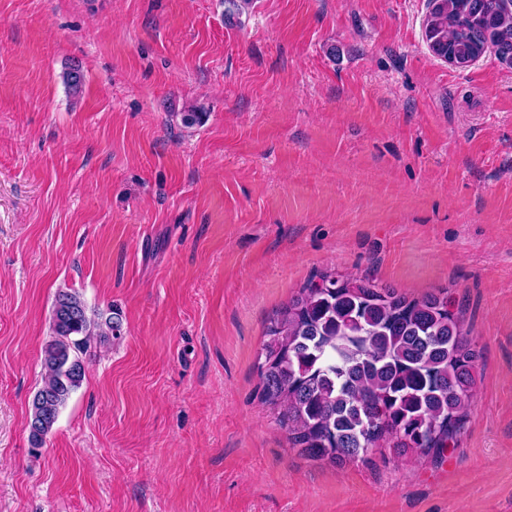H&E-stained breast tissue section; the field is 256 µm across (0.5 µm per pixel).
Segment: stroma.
Instances as JSON below:
<instances>
[{
	"instance_id": "35a3bbf8",
	"label": "stroma",
	"mask_w": 512,
	"mask_h": 512,
	"mask_svg": "<svg viewBox=\"0 0 512 512\" xmlns=\"http://www.w3.org/2000/svg\"><path fill=\"white\" fill-rule=\"evenodd\" d=\"M427 5L0 0V512H512V68L433 55ZM327 271L447 289L482 358L442 457L314 461L264 403ZM73 290L121 335L37 447Z\"/></svg>"
}]
</instances>
